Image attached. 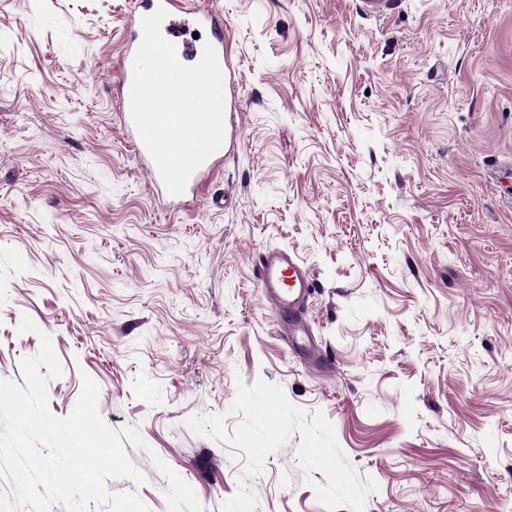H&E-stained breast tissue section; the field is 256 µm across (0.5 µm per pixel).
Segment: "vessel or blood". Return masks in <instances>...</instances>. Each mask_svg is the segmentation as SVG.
Listing matches in <instances>:
<instances>
[{"label": "vessel or blood", "instance_id": "obj_1", "mask_svg": "<svg viewBox=\"0 0 512 512\" xmlns=\"http://www.w3.org/2000/svg\"><path fill=\"white\" fill-rule=\"evenodd\" d=\"M160 6L165 7L169 13L164 22V28L167 40L175 45L178 59L201 56V49L180 39L182 22L179 13L181 7L177 0H136L129 24L130 35L121 56L116 86L121 104L118 114L120 124L135 147L139 164L150 175L151 194L158 209L164 211L167 210L169 204L174 202L185 207L193 204L199 184L214 172L217 163L223 159L225 150L234 148L240 129L235 114L239 102V84L228 61L224 60L220 63L224 75L226 108L223 149L211 155L191 175L182 195L175 197L167 192L151 156L137 133L130 112L132 62L142 40L141 20ZM193 15L195 23L209 32V41L216 53H223V15L210 9L194 10ZM257 278L267 303L283 324L281 334L287 338L289 347L305 351L309 355L314 354L317 349L313 339L314 332L305 316V307L313 292V282L307 267L293 252L284 249L269 250L259 259Z\"/></svg>", "mask_w": 512, "mask_h": 512}]
</instances>
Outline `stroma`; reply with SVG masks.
Returning <instances> with one entry per match:
<instances>
[{"label":"stroma","mask_w":512,"mask_h":512,"mask_svg":"<svg viewBox=\"0 0 512 512\" xmlns=\"http://www.w3.org/2000/svg\"><path fill=\"white\" fill-rule=\"evenodd\" d=\"M224 16L241 141L194 206L158 213L113 100L134 0H0V380L49 335L64 372L220 512L245 462L194 433L263 379L319 409L376 491L365 512H512V0H185ZM223 195V207L211 204ZM272 248L314 282L328 359L290 351L255 281ZM37 332H20L23 317ZM300 434L255 512H326Z\"/></svg>","instance_id":"obj_1"}]
</instances>
